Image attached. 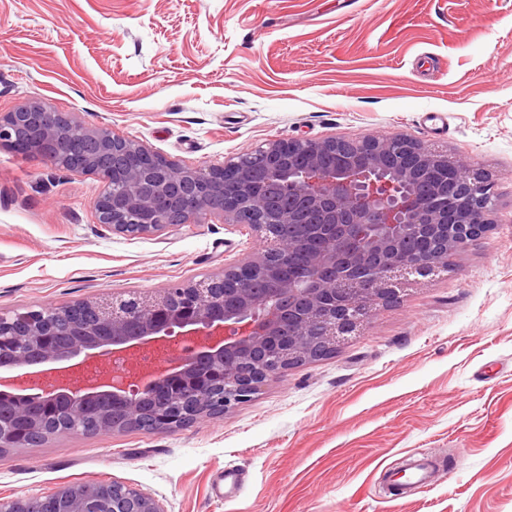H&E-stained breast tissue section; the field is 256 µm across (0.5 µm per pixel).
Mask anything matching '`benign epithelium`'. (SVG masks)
<instances>
[{
  "label": "benign epithelium",
  "mask_w": 512,
  "mask_h": 512,
  "mask_svg": "<svg viewBox=\"0 0 512 512\" xmlns=\"http://www.w3.org/2000/svg\"><path fill=\"white\" fill-rule=\"evenodd\" d=\"M128 156L123 168L102 175L96 203L99 223L115 234L150 235L170 228V208L185 224L212 213L209 201L224 194L219 216L267 241L218 275L155 295L132 294L119 302H82L62 310L26 313L0 309V371L56 364L74 372L131 351L183 345L180 355L155 370L117 378L105 371L79 386L28 392L0 376V447L29 446L30 434L94 436L122 431L125 420L155 410L163 430L200 417L222 416L258 391L270 377L306 360L310 334L321 333L329 352L369 322L378 307L400 298L416 276L448 268V256L484 234L496 206L495 182L484 173L461 172L446 153L402 135L389 139H282L258 147L269 174L321 223L311 226L321 247L309 271L266 296L253 293V278L288 266L303 240L284 234L300 223L294 212L265 217L263 201L235 157L220 166L180 167L144 144L85 127L75 116L35 102L0 117V145L72 170H91L83 143ZM346 147L367 157L336 168L324 157ZM460 174L453 187L439 185L427 199L416 184L435 170ZM437 239L441 251L398 256L400 239ZM51 512H165L162 502L122 481L63 485L50 496Z\"/></svg>",
  "instance_id": "obj_1"
}]
</instances>
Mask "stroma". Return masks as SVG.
Here are the masks:
<instances>
[{"mask_svg": "<svg viewBox=\"0 0 512 512\" xmlns=\"http://www.w3.org/2000/svg\"><path fill=\"white\" fill-rule=\"evenodd\" d=\"M43 101L180 165L408 135L498 181L492 230L219 419L0 450V500L120 480L166 512H512V0H0V113ZM100 174L0 146V309L152 294L263 241L106 232ZM424 449L433 481L388 482Z\"/></svg>", "mask_w": 512, "mask_h": 512, "instance_id": "stroma-1", "label": "stroma"}]
</instances>
